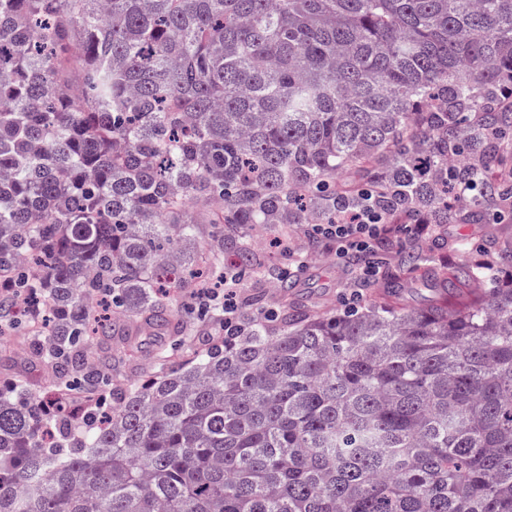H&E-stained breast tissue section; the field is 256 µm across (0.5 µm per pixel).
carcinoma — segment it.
<instances>
[{"label": "carcinoma", "instance_id": "cac0c4a2", "mask_svg": "<svg viewBox=\"0 0 512 512\" xmlns=\"http://www.w3.org/2000/svg\"><path fill=\"white\" fill-rule=\"evenodd\" d=\"M511 129L512 0H0V318L36 301L56 393L0 390V512H512V274L317 313L234 235L462 223L449 194L509 193ZM200 224L280 308L127 384L117 326L224 329Z\"/></svg>", "mask_w": 512, "mask_h": 512}]
</instances>
